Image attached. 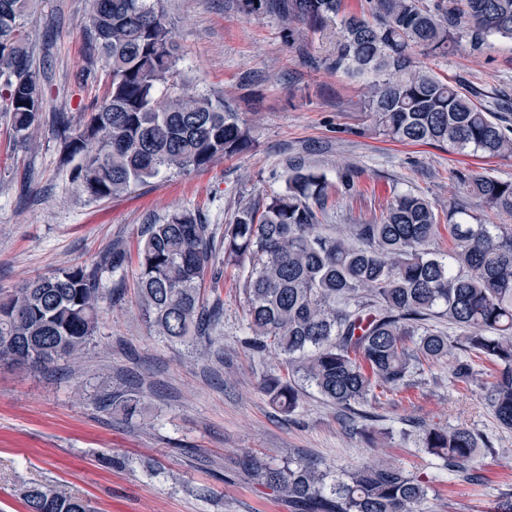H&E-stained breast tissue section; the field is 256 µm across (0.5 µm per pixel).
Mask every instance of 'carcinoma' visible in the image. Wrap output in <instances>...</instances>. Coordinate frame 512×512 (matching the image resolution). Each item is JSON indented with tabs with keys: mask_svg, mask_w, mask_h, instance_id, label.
<instances>
[{
	"mask_svg": "<svg viewBox=\"0 0 512 512\" xmlns=\"http://www.w3.org/2000/svg\"><path fill=\"white\" fill-rule=\"evenodd\" d=\"M245 0L250 12L277 14L288 31H334L321 65L366 82L367 110L391 140L442 143L485 157L512 155V127L464 83L416 62L512 44V0ZM32 0H0V120L16 146L33 150L46 84L24 31ZM83 30L89 55L106 73V94L84 124L55 112L51 124L80 163L70 177L96 200L111 198L161 169L191 171L246 150L249 129L224 101L175 82L180 61L162 0H89ZM448 178L477 205L512 216V181L452 170ZM329 184L302 164L289 168L287 190L262 208L240 209L216 236L185 210L150 224L138 240L137 300L154 333L172 342L214 344L221 322L219 280L205 287L208 265H248L242 288L250 336L245 344L285 365L263 390L280 411L299 406L304 387L348 413L344 427L362 436L360 408L377 390L401 392L426 368L453 358L454 382L486 392L497 420L512 430V225L492 224L471 205L448 203L446 218L424 196L394 195L380 220L321 230ZM453 246L438 247L441 228ZM101 288L81 265L37 276L0 296V365L33 370L75 367L95 336ZM446 321L457 334L432 327ZM133 390L105 393L103 406L131 413ZM422 446L448 481L485 479L480 448L489 440L464 426L423 430ZM244 472L288 501L295 512H419L428 481L375 461L331 474L315 460L268 465L242 461ZM26 512H92L56 485L18 490Z\"/></svg>",
	"mask_w": 512,
	"mask_h": 512,
	"instance_id": "carcinoma-1",
	"label": "carcinoma"
}]
</instances>
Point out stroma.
<instances>
[{"label":"stroma","instance_id":"1","mask_svg":"<svg viewBox=\"0 0 512 512\" xmlns=\"http://www.w3.org/2000/svg\"><path fill=\"white\" fill-rule=\"evenodd\" d=\"M164 7L182 79L222 97L253 143L204 170H164L129 193L96 200L71 182L75 161L47 119L31 152L14 148L0 122V293L72 264L97 269L104 290L97 332L76 373L0 368V512H24L17 489L29 482L61 485L97 512H293L239 469L247 453L273 465L313 458L334 472L381 458L431 478L425 512H492L512 484V430L499 425L480 388L451 380L449 362L434 366V381L369 407L368 425L380 433L369 443L346 430L313 388L293 414L270 403L263 381L285 369L244 344L242 268L221 271L222 350L202 357L154 334L137 304L135 266L114 272L106 257L134 250L144 225L183 210L223 232L240 207L285 192L287 167L297 162L332 183L345 168L357 171L351 193L329 194L323 221L336 225L378 220L408 190L447 211L463 197L449 170L510 181L512 158L389 141L364 108L366 84L314 65L326 47L321 34H288L272 12L245 13L242 0H164ZM88 9V0H36L26 19L30 40L50 46L47 114L79 120L103 96L102 82L84 78L86 69L103 68L85 55ZM432 67L482 92L512 95L511 50L463 49ZM120 384L137 391L143 411L99 407ZM458 425L492 442L481 484L449 483L414 441L421 428Z\"/></svg>","mask_w":512,"mask_h":512}]
</instances>
